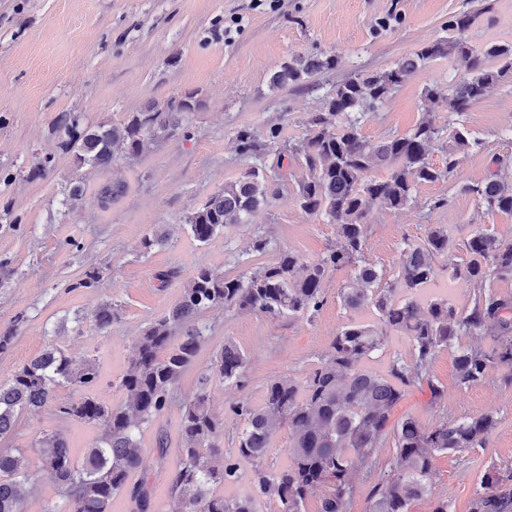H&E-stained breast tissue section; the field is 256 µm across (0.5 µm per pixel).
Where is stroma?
<instances>
[{
	"instance_id": "35a3bbf8",
	"label": "stroma",
	"mask_w": 512,
	"mask_h": 512,
	"mask_svg": "<svg viewBox=\"0 0 512 512\" xmlns=\"http://www.w3.org/2000/svg\"><path fill=\"white\" fill-rule=\"evenodd\" d=\"M480 0H0V332L14 336L0 353V381L51 342L75 358H97L103 382L97 396L112 405L126 394L118 379L130 367L134 343L154 318L168 312L199 268L248 279L284 252L314 260L335 245L337 228L319 214L303 211L297 182L306 171L279 157L281 145L302 140L308 120L325 111L336 84L348 76L394 67L403 57L442 37L449 16L476 11ZM478 14L468 41L479 49L512 42V0H492ZM336 55V70L299 86L273 87L272 74L296 56ZM466 61L452 56L429 63L396 88L376 111L361 117L362 135L375 142L404 134L424 117L425 87L468 78ZM195 94L197 111L181 130L149 143L132 159L112 167L76 170L61 145L57 119L79 112L85 124H120L148 102L167 103ZM462 121L479 138L445 179L420 183L410 206L372 210L364 255L392 281L405 244L422 242L431 227L447 229L453 246L437 257L435 277L422 302L447 300L457 311L473 305L472 290L456 275L469 260L465 242L477 230L512 240V212L481 207L465 185L490 175L512 183V83L488 89ZM248 129L265 150L261 159L240 155L235 137ZM278 145H270V132ZM52 158L49 172L34 175L37 157ZM262 166L273 195L247 224L225 228L200 246L185 223L224 183L253 165ZM84 186L71 209L57 199L71 182ZM125 184V193L102 206L98 188ZM160 245L144 250L145 236ZM265 239L264 253L253 249ZM172 271L162 282L159 271ZM96 287H80L87 273ZM352 268L330 270L324 303L312 318L288 319L222 307L200 318L205 338L196 361L181 378L175 401L143 433L152 448L157 431L169 440L165 469L154 471L155 512H179L170 476L181 452L182 407L207 386L213 410L224 419V446L233 448L239 422L237 401L261 404L271 381L302 383L317 368L337 330L353 314L339 298ZM119 315L104 332L93 325L103 302ZM367 319V312L357 314ZM232 340L248 358L244 386L203 383L209 359ZM454 348L441 350L431 367L444 387L431 405L427 387H410L394 416L416 417L431 428L438 418L494 415L497 426L487 447L436 457L431 481L448 501V512H469L481 476L512 465V367L496 366L469 387L458 385ZM68 434L76 449L87 448L95 429L64 422L53 409L24 415L7 440L26 447L41 431Z\"/></svg>"
}]
</instances>
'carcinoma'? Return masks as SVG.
Returning a JSON list of instances; mask_svg holds the SVG:
<instances>
[{"mask_svg":"<svg viewBox=\"0 0 512 512\" xmlns=\"http://www.w3.org/2000/svg\"><path fill=\"white\" fill-rule=\"evenodd\" d=\"M475 21L471 13L448 17V36L425 44L404 57L397 67L371 75L356 74L332 90L327 111L316 113L307 137L289 146L292 158L307 171L298 181L297 199L310 214H322L337 225L340 241L317 260L306 261L288 253L272 266L246 280L227 278L211 268H201L183 288L169 312L152 320L136 338V359L119 381L126 391L116 407L93 390L102 378L99 361L77 363L57 343L24 363L5 382L0 381V440L15 428L24 414L52 405L63 421H76L98 429V435L81 457L75 456L68 437L44 431L25 448H0V512H23L22 505L35 488L28 481L24 462L35 455L57 491L58 501L46 512H111L112 499L125 496L131 512H153L154 486L144 472L131 484V471L142 467L144 430L173 403L184 371L193 363L201 341V315L215 307L259 311L300 317L318 311L324 302L323 281L331 268L354 269L357 286L340 289L343 305L353 311L370 310L375 321H351L337 330L328 351L312 375L301 384L282 378L267 387L264 402L255 406L241 399L231 407L240 420L236 448L224 452V420L211 408L206 388L182 408L184 442L172 475L171 490L178 494L181 512H260L266 499H274L278 512H306V503L318 500L317 512H351L358 483L383 468L380 450L393 439L395 469L373 486L367 512H409L413 502L428 499L431 512H448V501L434 493L430 482L436 456L487 447L497 420L492 415L443 419L430 429L407 417L388 430L392 412L405 389L425 383L430 405L443 398L444 389L430 367L437 354L460 336L487 335L491 345L461 347L455 359L456 380L468 387L483 380L496 365L512 366V296L494 292L490 282L512 277V241L477 231L467 248L470 260L458 273L476 291L473 308L458 312L446 300L421 305L414 292L434 278V261L448 254V231L433 227L421 244H409L400 254L398 272L386 288L381 275L363 254L365 222L375 208L400 210L414 201L415 187L435 182L453 172L458 156L479 141L466 127L453 130L454 147L448 161L436 168L428 158L431 144L443 129L426 118L409 133L377 142L360 133L357 114L386 101L406 79L432 61L451 55L470 60V76L448 84V94L424 90L421 102L431 112L440 100L457 116L469 111L485 91L512 80V44H490L475 51L466 33ZM334 54L311 55L281 65L273 74L276 87L302 85L308 78L336 69ZM200 107L188 93L166 104L151 103L128 115L120 125L103 121L82 125L70 113L61 115L65 149L78 169L108 168L121 151L138 156L145 140L172 135L180 117ZM244 156L260 154L261 147L249 130L236 134ZM386 174L371 176L374 168ZM121 182L99 187L107 205L123 195ZM479 205L488 210L512 212V184L488 178L465 186ZM272 195L263 168L254 165L241 177L224 184L201 207L186 217L191 237L206 244L233 224H246ZM117 311L111 302L94 313V326L105 331ZM180 335H175L176 330ZM412 341L411 359L392 358L386 373L370 370L363 362L386 344L388 331ZM247 356L233 341H224L207 365V375L224 383L244 384ZM72 387L82 392L76 401L59 402L56 391ZM286 429L290 438L288 465L268 461L275 434ZM155 466L168 459V440L158 433L154 443ZM248 464L250 471L242 469ZM246 484L236 496L220 497L211 486ZM470 512H512V466L496 467L481 482Z\"/></svg>","mask_w":512,"mask_h":512,"instance_id":"cac0c4a2","label":"carcinoma"}]
</instances>
